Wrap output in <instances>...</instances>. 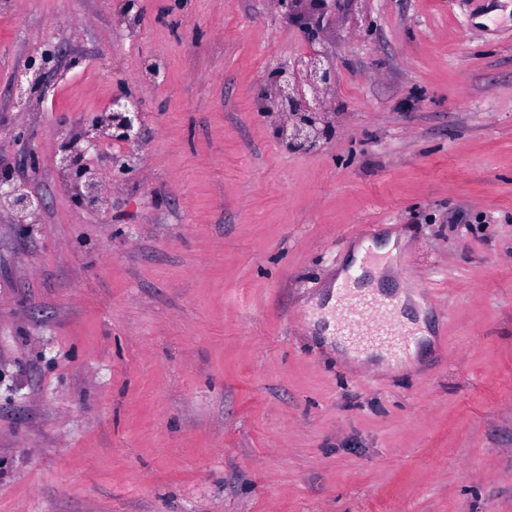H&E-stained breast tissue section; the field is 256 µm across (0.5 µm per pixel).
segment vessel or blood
Wrapping results in <instances>:
<instances>
[{
  "label": "vessel or blood",
  "instance_id": "1",
  "mask_svg": "<svg viewBox=\"0 0 512 512\" xmlns=\"http://www.w3.org/2000/svg\"><path fill=\"white\" fill-rule=\"evenodd\" d=\"M334 332L357 354L384 355L395 362L415 340L413 328L399 318V305L376 293H359L351 282L338 289Z\"/></svg>",
  "mask_w": 512,
  "mask_h": 512
}]
</instances>
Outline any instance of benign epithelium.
Instances as JSON below:
<instances>
[{"label":"benign epithelium","mask_w":512,"mask_h":512,"mask_svg":"<svg viewBox=\"0 0 512 512\" xmlns=\"http://www.w3.org/2000/svg\"><path fill=\"white\" fill-rule=\"evenodd\" d=\"M330 0H278L284 8L285 18L297 23L306 16L322 10ZM49 59L41 56L31 60L15 77V94L18 101L26 104L35 95L44 91ZM302 73L304 81L313 92L307 99L302 93L297 73ZM336 72L334 65L316 52L301 63V69L275 68L273 88L260 96V107L267 114L286 117L279 128L282 139L293 151H306L315 148L320 140L331 131L327 113L323 112L319 93L334 86ZM142 109L130 96L115 94L108 109L100 118L92 121L82 132L83 146H66L58 158L61 168L75 176L76 196L87 207L99 208L106 202L94 170L83 163L86 154L98 149L102 137L136 145L141 136ZM42 200L33 194L28 185L12 177H0V207L18 213H27L41 208Z\"/></svg>","instance_id":"7a95c632"}]
</instances>
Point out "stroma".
I'll use <instances>...</instances> for the list:
<instances>
[{
  "instance_id": "1",
  "label": "stroma",
  "mask_w": 512,
  "mask_h": 512,
  "mask_svg": "<svg viewBox=\"0 0 512 512\" xmlns=\"http://www.w3.org/2000/svg\"><path fill=\"white\" fill-rule=\"evenodd\" d=\"M313 52L295 153L256 93ZM119 91L92 209L56 156ZM0 173V512H512V0H0ZM371 225L430 335L381 371L310 333ZM335 0H278V3L284 8L285 18L289 21L294 20L299 23L306 16L322 10L328 2ZM274 70L273 88L261 94L260 107L266 114L286 117L279 132L289 149L311 150L331 131L329 112H323L319 93L334 86V65L316 52L301 63V69L276 67ZM298 71L313 92L311 102L300 89ZM49 59L44 54L39 59H32L28 65L15 77V94L18 101L26 104L35 95L44 91L47 71L50 68ZM42 200L33 194L28 185L12 176L0 177V207L18 213H27L41 208Z\"/></svg>"
}]
</instances>
